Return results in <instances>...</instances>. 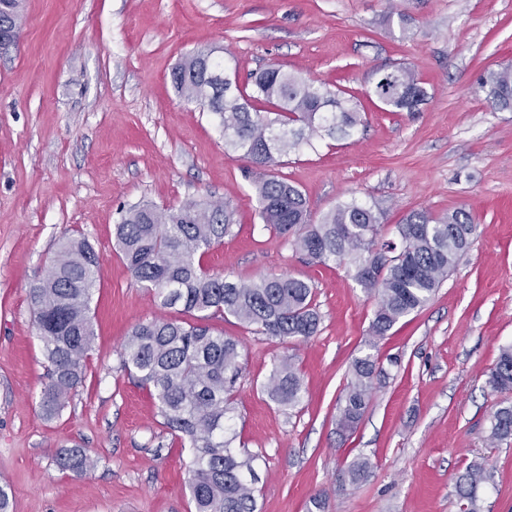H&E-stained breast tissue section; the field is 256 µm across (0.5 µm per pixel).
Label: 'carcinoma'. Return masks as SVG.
I'll use <instances>...</instances> for the list:
<instances>
[{
  "label": "carcinoma",
  "instance_id": "cac0c4a2",
  "mask_svg": "<svg viewBox=\"0 0 512 512\" xmlns=\"http://www.w3.org/2000/svg\"><path fill=\"white\" fill-rule=\"evenodd\" d=\"M22 0H0V32L19 25ZM222 66L210 49L185 57L172 70L177 93L219 119L224 145L253 166L271 171L255 185L258 215L281 234H294L295 249L310 260L332 262L365 292L377 296L371 335L384 337L402 318L424 306L466 252L476 225L456 211L434 218L409 213L397 225L401 244L381 238L383 209L352 199L341 202L318 224L311 223L306 195L273 174L282 158L315 148L327 134L349 136L360 124L356 102L324 85L271 67L254 76L253 94L228 91L202 100L203 60ZM401 88L387 91L375 81L370 93L392 112H413L426 91L414 72L397 67ZM475 90L499 110L512 112V66L481 74ZM234 212L226 203L190 202L178 208L137 205L115 225L117 245L133 277L155 293L163 308L182 306L196 314L191 324L156 317L136 325L121 348L122 365L149 388L165 424L188 439L192 449L189 489L195 512H256V456L232 447L227 435L228 394L241 373L237 340L212 331L205 321L231 316L258 334L283 343L304 341L318 331L313 287L288 275L242 281L210 273L200 261L231 232ZM101 256L84 240L63 244L30 288L34 327L47 363L40 401L44 417L59 414L70 393L84 378V362L94 331L90 302L100 275ZM385 371L366 354L354 360L351 380L339 408L337 427L355 428L371 399L374 380ZM489 385L512 389V345L499 350ZM281 406L300 404L303 385L291 356L282 357L267 386ZM490 439L512 441V405L499 408L490 424ZM57 461L77 476L95 467L80 448H61ZM483 468L468 466L458 475L456 493L465 512H477Z\"/></svg>",
  "mask_w": 512,
  "mask_h": 512
}]
</instances>
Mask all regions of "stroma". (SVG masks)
<instances>
[{"label": "stroma", "instance_id": "1", "mask_svg": "<svg viewBox=\"0 0 512 512\" xmlns=\"http://www.w3.org/2000/svg\"><path fill=\"white\" fill-rule=\"evenodd\" d=\"M215 48L250 90L269 67L355 96L362 123L346 139L285 157L277 173L302 190L312 221L354 198L380 203L382 233L410 212L462 208L473 242L432 299L370 340L377 305L346 270L311 262L263 224L264 172L225 152L210 112L180 98L173 68ZM512 64V0H24L22 33L0 56V485L13 512H195L187 439L128 376L121 344L160 310L119 252L121 211L224 201L235 223L203 263L234 279L289 275L313 288L318 332L291 344L233 317L211 328L239 343L235 447L256 455L257 512H459L455 478L483 460L479 512H512V443H490L512 391L488 384L512 344V112L474 91ZM410 68L427 92L418 111L387 112L367 95L379 71ZM82 237L103 259L90 303L95 337L85 377L58 417H43L46 361L31 286L60 242ZM385 370L356 428L336 431L352 361ZM292 356L304 390L281 406L265 384ZM97 461L60 471L58 449ZM369 459L352 484L344 471Z\"/></svg>", "mask_w": 512, "mask_h": 512}]
</instances>
